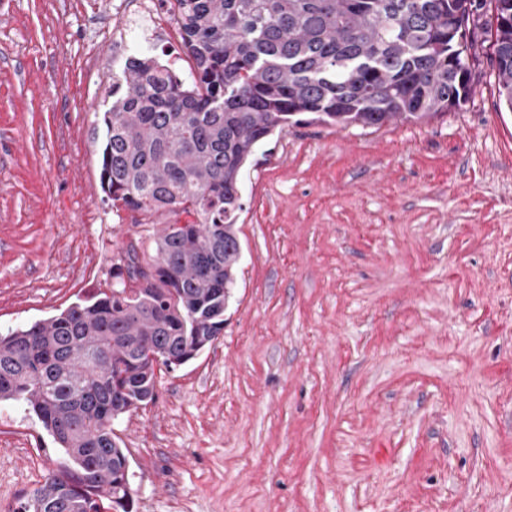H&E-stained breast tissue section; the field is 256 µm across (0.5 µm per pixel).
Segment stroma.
Listing matches in <instances>:
<instances>
[{
	"label": "stroma",
	"mask_w": 512,
	"mask_h": 512,
	"mask_svg": "<svg viewBox=\"0 0 512 512\" xmlns=\"http://www.w3.org/2000/svg\"><path fill=\"white\" fill-rule=\"evenodd\" d=\"M0 0V330L107 288L159 224L113 210L101 117L133 52L180 78L168 0ZM431 120L291 125L241 176L224 332L119 416L132 512H512V112L481 57ZM0 402V512L64 462Z\"/></svg>",
	"instance_id": "stroma-1"
}]
</instances>
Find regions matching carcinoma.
<instances>
[{
  "label": "carcinoma",
  "instance_id": "carcinoma-1",
  "mask_svg": "<svg viewBox=\"0 0 512 512\" xmlns=\"http://www.w3.org/2000/svg\"><path fill=\"white\" fill-rule=\"evenodd\" d=\"M194 65L126 61L101 123L105 200L174 217L140 282L135 245L106 290L0 332V401L30 407L69 464L14 512H130L112 424L152 402L156 366L224 331L240 256V181L255 148L293 124L381 127L468 102L488 43L498 108L512 112V0H172Z\"/></svg>",
  "mask_w": 512,
  "mask_h": 512
}]
</instances>
